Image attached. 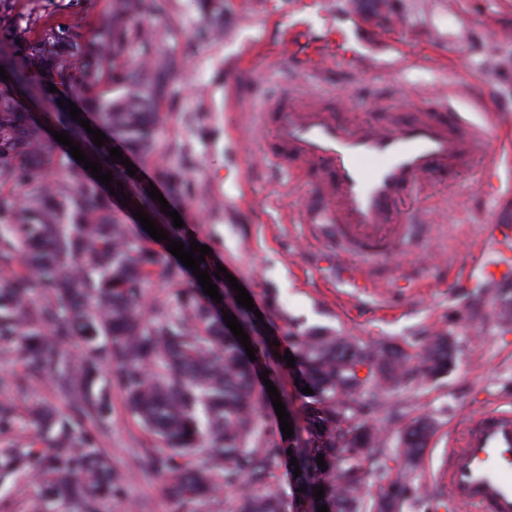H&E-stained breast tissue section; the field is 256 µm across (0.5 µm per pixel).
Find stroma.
<instances>
[{"label": "stroma", "mask_w": 512, "mask_h": 512, "mask_svg": "<svg viewBox=\"0 0 512 512\" xmlns=\"http://www.w3.org/2000/svg\"><path fill=\"white\" fill-rule=\"evenodd\" d=\"M221 37H210L203 0H157L146 25L162 30L149 53L132 47L133 61L147 55L171 56L180 66L158 109L167 116L159 148L134 159L137 173L127 186L133 194L155 182L157 169L177 173L183 193H166L184 225L179 235L211 249L210 264H222L250 294L265 324L254 351L256 369L267 373L285 404L294 431L307 441L304 401L295 372L276 357L271 337L321 328L359 339L419 341L446 334L458 351L454 366L439 379L416 378L394 388L376 416L387 435L401 432L425 415L435 424L424 463L417 473L428 505L443 489L437 481L450 431L475 412L512 408V326L493 313L512 284L489 292L469 287L465 269L485 232L473 208H494L475 178L454 186L438 184L448 209L434 212V238L417 261L391 258L392 275L381 288L357 294L337 282L327 246L310 238L296 221L303 195L271 164L251 161L263 135L233 124L232 113L257 111L261 95L296 82L340 91L358 120L384 119L382 105L407 107L440 91L481 124L489 112L512 120V0H220ZM112 22V0H8L0 7V41L15 27L39 41L62 29L70 44L101 41ZM328 63L310 68L319 56ZM101 371L98 388L108 395L107 422L83 417L78 433L92 436L115 466L131 467L135 457L156 453L157 440L130 410L119 386ZM9 424L0 448L23 445L47 453L52 441L30 416L36 406L70 414V402L47 378H31L16 356L0 349V406ZM132 469V467H131ZM166 478L132 469L121 492L97 512H173ZM31 478H0V512H43Z\"/></svg>", "instance_id": "stroma-1"}]
</instances>
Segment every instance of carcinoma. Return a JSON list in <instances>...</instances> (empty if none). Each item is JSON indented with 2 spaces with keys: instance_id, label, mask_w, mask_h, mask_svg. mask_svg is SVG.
<instances>
[{
  "instance_id": "cac0c4a2",
  "label": "carcinoma",
  "mask_w": 512,
  "mask_h": 512,
  "mask_svg": "<svg viewBox=\"0 0 512 512\" xmlns=\"http://www.w3.org/2000/svg\"><path fill=\"white\" fill-rule=\"evenodd\" d=\"M154 0H115L114 23L105 39L65 47L62 31H48L35 44L26 30L14 38L25 44L23 61L9 46L0 47V66L12 70L17 84L34 94L45 88L32 75L45 74L57 87L55 104L73 94L91 97L101 125L114 141L143 157L159 145L166 116L156 111L168 76L177 62L169 56L147 65L127 58L133 43L144 50L164 37L153 27L130 26L131 19L153 11ZM108 78L121 95L104 103L92 97ZM59 131L84 145L87 131L69 113H56ZM112 172V187L130 181L125 166L109 159L104 145L89 155ZM59 163L42 142V131L27 118L12 91L0 89V265L23 257L29 273L0 279V345L8 346L34 377H47L73 400L71 418L104 417L106 396L92 393L99 364L126 393L131 411L162 444L161 452L137 465L163 471L166 494L177 512H196V503L224 490L238 494L228 512H306L314 489L324 487L329 512H409L420 506L419 487L408 479L388 478L380 458L395 455L405 466H419L432 432L422 418L387 448L369 419L387 391L414 379L413 356L392 342H364L317 330L288 337L300 387L307 399L312 435L308 448L279 430L260 425L255 415L258 389L253 362L245 348L213 312L196 288L181 289L175 303L145 304L155 280L173 285L183 266L162 265L158 255L129 225L112 213L101 182L71 185L47 178ZM78 337L84 357L76 359L49 343ZM456 347L446 335L420 345L423 375L435 378L454 364ZM31 415L53 436L55 451L33 456L16 448L0 456V469L31 465L45 505L65 499L77 512H95L98 502L122 488L124 469L93 441L78 438L54 413L34 408ZM292 455H287V450ZM324 456L320 468L317 456ZM301 469L290 506L277 486L278 471L291 457ZM388 479L382 493L368 491V479Z\"/></svg>"
}]
</instances>
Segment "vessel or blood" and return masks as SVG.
I'll use <instances>...</instances> for the list:
<instances>
[{
    "mask_svg": "<svg viewBox=\"0 0 512 512\" xmlns=\"http://www.w3.org/2000/svg\"><path fill=\"white\" fill-rule=\"evenodd\" d=\"M253 122L271 128L266 155L306 192L299 223L328 244L337 280L361 290L377 285L374 263L417 249L432 232L422 216L402 220L403 199L428 200L438 183H457L483 163L487 194L497 197L501 148L512 143V134L492 141L488 125L434 101L396 119L356 123L330 95L278 96L263 100ZM502 218L496 209L477 212L485 250L497 248ZM442 476L457 512H512V411L470 417L448 439Z\"/></svg>",
    "mask_w": 512,
    "mask_h": 512,
    "instance_id": "vessel-or-blood-1",
    "label": "vessel or blood"
}]
</instances>
